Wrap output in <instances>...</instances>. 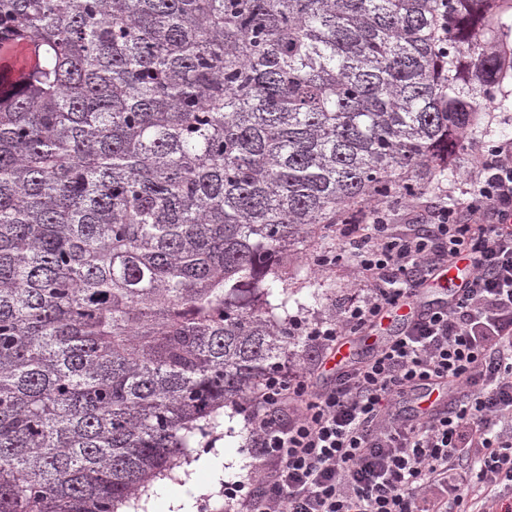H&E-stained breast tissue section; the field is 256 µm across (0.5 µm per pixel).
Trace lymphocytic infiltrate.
<instances>
[{"instance_id": "f902f5d3", "label": "lymphocytic infiltrate", "mask_w": 512, "mask_h": 512, "mask_svg": "<svg viewBox=\"0 0 512 512\" xmlns=\"http://www.w3.org/2000/svg\"><path fill=\"white\" fill-rule=\"evenodd\" d=\"M464 204L428 212L429 234L396 233L371 207L339 229L336 263H354L368 290L308 342L375 327L434 277L468 259L459 295L407 321L338 384L314 390L285 371L254 393L249 445L262 475L226 494L233 512H512V140L474 157ZM443 386L448 405L407 417L400 399ZM291 403L288 426L273 418Z\"/></svg>"}]
</instances>
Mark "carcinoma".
<instances>
[{"mask_svg": "<svg viewBox=\"0 0 512 512\" xmlns=\"http://www.w3.org/2000/svg\"><path fill=\"white\" fill-rule=\"evenodd\" d=\"M512 0H0V512H118L282 369L310 229L507 108Z\"/></svg>", "mask_w": 512, "mask_h": 512, "instance_id": "cac0c4a2", "label": "carcinoma"}]
</instances>
